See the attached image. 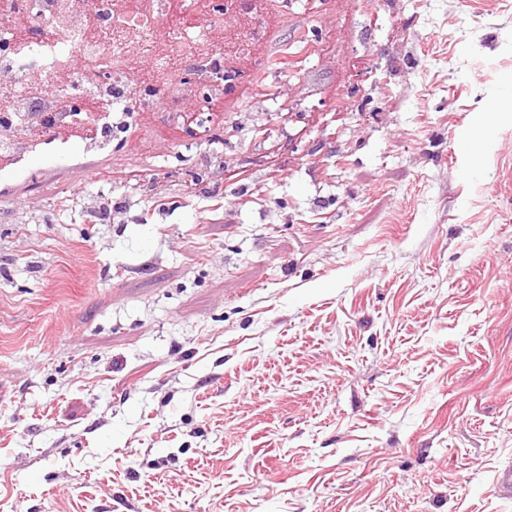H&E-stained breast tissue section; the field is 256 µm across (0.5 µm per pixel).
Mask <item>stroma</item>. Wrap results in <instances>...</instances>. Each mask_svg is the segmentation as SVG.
Listing matches in <instances>:
<instances>
[{
  "instance_id": "1",
  "label": "stroma",
  "mask_w": 512,
  "mask_h": 512,
  "mask_svg": "<svg viewBox=\"0 0 512 512\" xmlns=\"http://www.w3.org/2000/svg\"><path fill=\"white\" fill-rule=\"evenodd\" d=\"M241 26L0 194V512H512V0Z\"/></svg>"
}]
</instances>
